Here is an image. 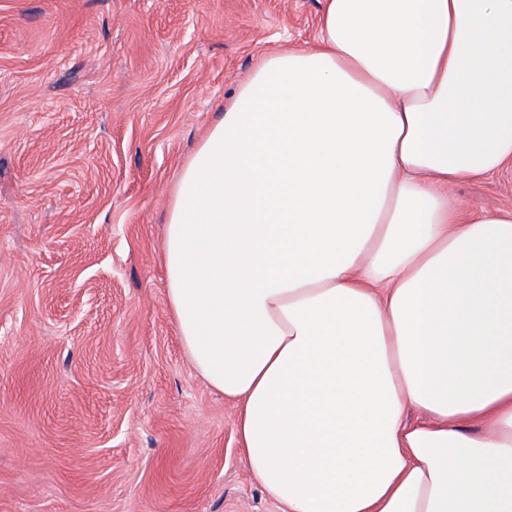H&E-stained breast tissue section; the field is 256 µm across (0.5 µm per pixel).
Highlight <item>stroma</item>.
Returning <instances> with one entry per match:
<instances>
[{
	"mask_svg": "<svg viewBox=\"0 0 512 512\" xmlns=\"http://www.w3.org/2000/svg\"><path fill=\"white\" fill-rule=\"evenodd\" d=\"M323 0H0V512H281L167 303L184 165ZM512 209V167L449 184Z\"/></svg>",
	"mask_w": 512,
	"mask_h": 512,
	"instance_id": "stroma-1",
	"label": "stroma"
}]
</instances>
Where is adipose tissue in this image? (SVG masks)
Returning <instances> with one entry per match:
<instances>
[{
	"label": "adipose tissue",
	"mask_w": 512,
	"mask_h": 512,
	"mask_svg": "<svg viewBox=\"0 0 512 512\" xmlns=\"http://www.w3.org/2000/svg\"><path fill=\"white\" fill-rule=\"evenodd\" d=\"M511 164L512 0H323L186 163L168 308L283 512H512V210L448 199Z\"/></svg>",
	"instance_id": "1"
}]
</instances>
